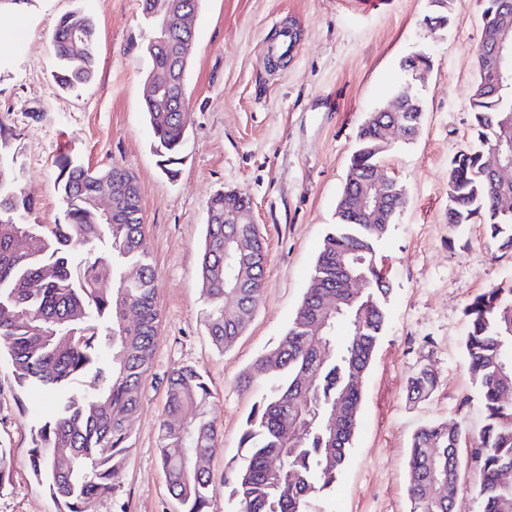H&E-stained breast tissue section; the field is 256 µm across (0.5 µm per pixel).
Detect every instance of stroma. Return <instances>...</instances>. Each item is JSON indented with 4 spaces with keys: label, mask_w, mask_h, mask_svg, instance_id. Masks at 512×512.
<instances>
[{
    "label": "stroma",
    "mask_w": 512,
    "mask_h": 512,
    "mask_svg": "<svg viewBox=\"0 0 512 512\" xmlns=\"http://www.w3.org/2000/svg\"><path fill=\"white\" fill-rule=\"evenodd\" d=\"M97 25L94 80L71 91L54 80L50 43L74 9ZM430 0H200L195 50L187 70L188 141L180 174L158 165L143 112L147 66L141 48L151 31L141 0H30L0 13V124L5 152L23 187L36 197L30 217L59 224L56 182L64 160L97 169L119 164L137 178L144 249L158 273L160 323L142 403L130 419L132 447L110 497L86 512H179L159 467V423L167 380L190 365L208 379L220 446L210 461V512H236L224 478L238 463L242 424L260 397L243 378L285 335L336 222L356 136L368 112L404 86L421 97L417 139L394 140L384 171L401 185L406 205L377 249L392 291L386 325L363 382L359 428L335 484L309 512H409L408 454L430 421L476 434L484 413L464 355V309L487 288L512 285V255L497 251L483 225L448 227V166L470 138L467 101L483 26L476 0H452L450 22L432 30ZM294 30L290 59L274 63L267 43ZM430 54L424 80L404 72L415 51ZM236 190L268 258L259 306L236 344L218 351L204 325L200 252L210 199ZM438 377L423 401L407 397L418 368ZM54 399L16 384L0 355V448L10 472L0 486V512H56L29 467L31 429Z\"/></svg>",
    "instance_id": "stroma-1"
}]
</instances>
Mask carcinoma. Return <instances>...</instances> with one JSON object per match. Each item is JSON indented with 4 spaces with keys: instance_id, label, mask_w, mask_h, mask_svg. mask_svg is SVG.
Returning <instances> with one entry per match:
<instances>
[{
    "instance_id": "obj_1",
    "label": "carcinoma",
    "mask_w": 512,
    "mask_h": 512,
    "mask_svg": "<svg viewBox=\"0 0 512 512\" xmlns=\"http://www.w3.org/2000/svg\"><path fill=\"white\" fill-rule=\"evenodd\" d=\"M482 43L468 98L470 141L448 167V226L458 231L482 224L497 250L512 254V214H504L500 196H512V82L495 85L491 46L497 26L512 27V0H479ZM171 49L143 47L148 70H170L173 49L190 57L194 47L179 20H170ZM90 46L74 54L72 32ZM97 32L93 19L76 10L63 16L51 40L57 61L55 78L63 89L90 82L96 71ZM172 96L187 102L186 68L175 82L144 96V111L163 171L178 176L187 129L177 112H163ZM424 107L417 95L397 120L403 140L414 139ZM383 113L370 112L358 132L342 194L337 224L324 240L314 273L287 333L277 347L258 358L244 382L265 392L246 420L241 445L247 454L232 475L237 512H308L310 499L336 480L354 439L363 401L362 381L385 327L390 294L377 266V246L397 214L381 220L363 211L352 183L381 165L389 148L379 133ZM497 150L500 168L491 173L486 153ZM126 200L122 218L108 221L90 204L102 185ZM57 192L64 224H31L34 200L19 188L18 177L0 154V352L5 353L22 386H40L57 394L56 411L34 426L30 469L44 483L57 512H85L86 504L112 494V478L122 468L130 434L128 422L141 406V385L154 355L160 310L157 272L147 259L138 185L121 165L106 170L83 164L65 166ZM237 192L214 195L208 205L200 257L202 292L208 304L206 329L213 343L231 348L258 307L267 248L255 224H226L224 219L249 207ZM243 236V262L253 277L243 288L224 287V236ZM363 279L357 297L345 296L341 311L326 317L322 307L337 298L336 269ZM112 283L105 290L101 284ZM136 318L127 320V313ZM468 330L464 347L468 368L478 385L484 421L474 439L472 460L478 474L475 493L481 512H512V286H493L465 307ZM320 322L326 327L313 331ZM345 329L337 337V329ZM112 356L106 362V356ZM89 378L76 389L73 383ZM437 387L436 374L422 367L408 381V397L424 399ZM212 392L204 375L182 366L168 379L159 424V459L169 494L180 512H207L209 461L218 449L219 432L210 413ZM461 427L429 422L414 435L409 455L410 512H453L462 490ZM184 448L200 462H182ZM279 467L271 469L273 460Z\"/></svg>"
}]
</instances>
